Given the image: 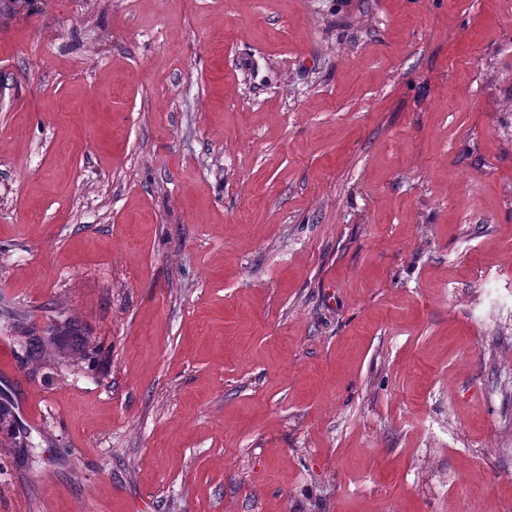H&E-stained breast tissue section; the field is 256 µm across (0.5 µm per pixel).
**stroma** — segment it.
I'll use <instances>...</instances> for the list:
<instances>
[{"instance_id": "35a3bbf8", "label": "stroma", "mask_w": 512, "mask_h": 512, "mask_svg": "<svg viewBox=\"0 0 512 512\" xmlns=\"http://www.w3.org/2000/svg\"><path fill=\"white\" fill-rule=\"evenodd\" d=\"M0 402V512H512V0H0ZM45 336L31 339L35 341L29 344L31 354L34 358L40 357L49 346L58 345L62 342L77 344L82 340V331L76 323L69 322L63 326L51 325L44 328Z\"/></svg>"}]
</instances>
